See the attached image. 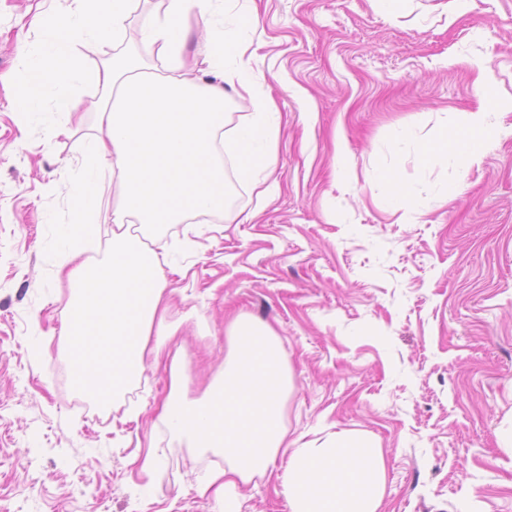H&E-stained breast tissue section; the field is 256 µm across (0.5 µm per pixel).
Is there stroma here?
Wrapping results in <instances>:
<instances>
[{
    "label": "stroma",
    "mask_w": 512,
    "mask_h": 512,
    "mask_svg": "<svg viewBox=\"0 0 512 512\" xmlns=\"http://www.w3.org/2000/svg\"><path fill=\"white\" fill-rule=\"evenodd\" d=\"M215 0L187 61L221 38L250 58L278 135L264 185L237 179L223 214L158 226L165 297L181 326L187 400L224 367L231 319L277 334L291 387L283 425L314 446L370 439L385 461L381 512H512V0ZM70 0H0V512H222L198 486L221 457L160 419L166 364L146 363L102 407L69 383L62 263L106 261L117 194L104 178L95 244L76 250L73 177L105 100L51 83L14 100ZM160 0H134L121 39L167 71L140 34ZM86 110L71 136L60 99ZM483 111L480 166L426 163L440 135ZM404 205H383L386 178ZM161 450L155 467L143 461ZM239 512H289L276 471L237 489Z\"/></svg>",
    "instance_id": "obj_1"
}]
</instances>
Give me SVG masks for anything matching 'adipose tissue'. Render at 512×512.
<instances>
[{"label":"adipose tissue","mask_w":512,"mask_h":512,"mask_svg":"<svg viewBox=\"0 0 512 512\" xmlns=\"http://www.w3.org/2000/svg\"><path fill=\"white\" fill-rule=\"evenodd\" d=\"M213 0H165L162 13L141 23V35L170 75L147 72L138 60L121 68L82 67L76 45L111 43L123 32L132 0H72L65 14L42 19V27L64 29L66 40L50 46L31 70L19 106L32 108L49 78L100 89L112 102L96 111L99 133L85 147L87 163L76 184L80 202L72 221L86 223L98 204V175L107 170L119 190L113 212L112 250L106 263L78 264L64 275L76 293L64 328L72 389L110 404L136 378L145 361L169 362L172 386L162 407L167 425L195 447L222 456L224 465L201 483V493L223 495L235 512L239 485L265 475L278 456L287 463L279 476L290 512H379L385 490L380 448L337 434L328 445L287 441L282 405L289 378L276 334L238 317L229 326L222 374L202 400L181 399L184 370L170 345L179 324L172 321L158 275L157 249L131 235L130 225L152 234L161 224L224 210V165L216 159L219 131L229 130L240 176L254 179L271 164L264 146L273 137L270 102H259L252 120L227 127L224 91L253 98L257 71L245 61L224 62V43L212 41L201 76L184 73L193 18H206ZM485 116L466 115L462 133L444 135L428 162L455 157L464 168L480 165Z\"/></svg>","instance_id":"1"}]
</instances>
